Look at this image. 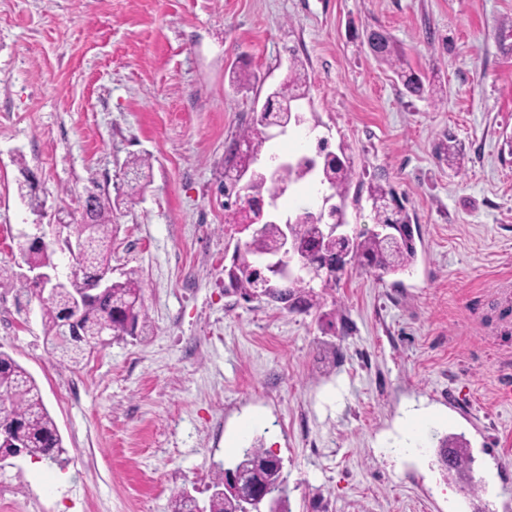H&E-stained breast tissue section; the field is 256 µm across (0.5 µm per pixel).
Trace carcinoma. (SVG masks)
<instances>
[{
  "instance_id": "1",
  "label": "carcinoma",
  "mask_w": 512,
  "mask_h": 512,
  "mask_svg": "<svg viewBox=\"0 0 512 512\" xmlns=\"http://www.w3.org/2000/svg\"><path fill=\"white\" fill-rule=\"evenodd\" d=\"M376 61L386 65L397 76L406 93L424 99L436 105L444 99L442 86L427 84L421 76L405 66L403 56L394 48L390 36L380 37L376 52ZM308 85L305 73L299 65L290 68L288 79L277 90L276 95L283 101L300 102L307 97ZM235 141L242 149L228 158V162L237 167L262 171L261 158L269 141L264 127L255 122L244 129ZM332 154L328 143L319 141L316 157L318 167L310 172L300 155L292 163L282 167L278 173L279 184L291 189L310 175H315L320 184L327 187L329 194L325 199L337 200L330 211L315 212L305 208L288 217L291 235L303 251L321 257L336 259L342 254L353 256L365 270H378L384 274H400L408 271L417 259L415 239L408 231L411 217L403 204L390 210L377 208V203L394 195L391 188L380 181L368 182V199L372 201L376 223L394 226V235L383 237L373 233L363 239L357 237L340 238L326 229L324 217L334 221L343 220L345 203L354 180L360 178L352 162L345 156L327 160ZM129 173L135 183L146 177L150 162L145 157H135L127 162ZM112 200L96 195L92 200V222L95 228L91 262L99 267L110 265L112 258ZM28 261L50 266L54 264V251L21 247ZM281 251V225L261 221L247 236L243 250L235 255L238 262L235 269L227 271L230 284L243 295L255 293L261 286L246 274L247 263L257 258H275ZM281 294L285 299L293 300L289 308L309 309L317 304L316 294L308 281L291 279L281 282ZM55 299L41 303L42 316L46 326L47 339L53 350L60 351L75 364L79 363L86 351L97 346L98 333L107 313H112V337L135 335L138 327L145 326L147 314L143 304V281L136 270L124 273V279L112 282L109 296L99 302L90 303L82 312L78 327L81 336L76 343L58 346L55 337L60 321V304ZM0 409L5 418L15 424V440L21 446L23 454L34 459L55 458L62 452V439L58 427L47 409L41 391L34 377L21 366L8 352L0 350ZM271 451L255 441L249 447L240 449L235 468L242 473L243 479L258 482L265 491V512H289L287 478L283 469L270 461ZM438 456L440 462L451 460L453 475L467 483H472L473 458L467 448L466 440L461 436H447L439 441ZM171 512H245L243 501L226 485L224 469L212 473L210 495L204 505L187 493L175 497L171 503Z\"/></svg>"
}]
</instances>
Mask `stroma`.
I'll use <instances>...</instances> for the list:
<instances>
[{
  "mask_svg": "<svg viewBox=\"0 0 512 512\" xmlns=\"http://www.w3.org/2000/svg\"><path fill=\"white\" fill-rule=\"evenodd\" d=\"M512 0H0V350L36 380L57 461L0 460V512H169L206 502L247 439L282 460L291 512H512ZM388 33L441 106L371 53ZM309 76L310 139L405 198L409 272L349 263L288 311L230 290L239 241L218 186L229 142L293 60ZM249 73L236 87L230 70ZM455 140L449 169L438 148ZM150 182L132 192L130 157ZM116 199L112 277L138 270L148 322L79 365L45 338L14 238ZM432 420L400 453L404 421ZM259 425L245 429L250 418ZM464 435L471 493L437 462Z\"/></svg>",
  "mask_w": 512,
  "mask_h": 512,
  "instance_id": "obj_1",
  "label": "stroma"
}]
</instances>
